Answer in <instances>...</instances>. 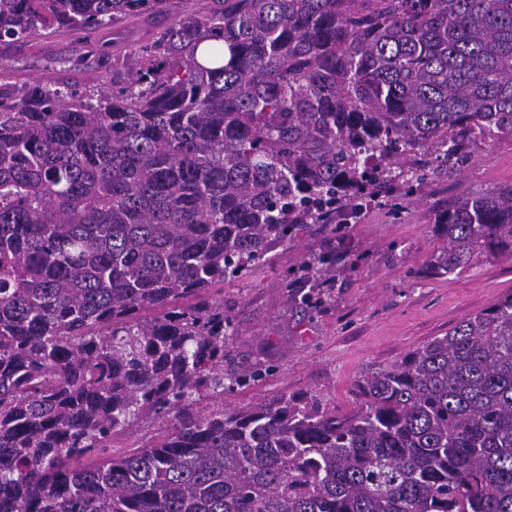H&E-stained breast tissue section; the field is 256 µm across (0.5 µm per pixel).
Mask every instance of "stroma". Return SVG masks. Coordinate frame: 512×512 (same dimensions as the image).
Listing matches in <instances>:
<instances>
[{
  "mask_svg": "<svg viewBox=\"0 0 512 512\" xmlns=\"http://www.w3.org/2000/svg\"><path fill=\"white\" fill-rule=\"evenodd\" d=\"M84 46L57 35L39 38L10 51L7 62L22 81L39 76L48 82L93 85L105 79L111 63L76 64ZM470 152L460 173L426 184L403 219H391L373 206L359 223L341 225L336 234L339 261L324 309L290 307L280 285L284 271L296 268L306 250L320 246L313 237L278 247L273 266L225 286L224 303L240 334L232 341L224 370L266 371L263 380L226 393V408L307 392L324 404L348 409L354 402L353 383L366 370L394 364L512 290V258L505 255L484 254L452 275L430 267L445 246L430 226L433 201L512 183V140H481Z\"/></svg>",
  "mask_w": 512,
  "mask_h": 512,
  "instance_id": "1",
  "label": "stroma"
}]
</instances>
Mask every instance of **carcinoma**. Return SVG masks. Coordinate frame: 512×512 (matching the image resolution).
<instances>
[{
	"label": "carcinoma",
	"instance_id": "obj_1",
	"mask_svg": "<svg viewBox=\"0 0 512 512\" xmlns=\"http://www.w3.org/2000/svg\"><path fill=\"white\" fill-rule=\"evenodd\" d=\"M184 4L0 0V44L170 18L96 86L0 67V512H512V291L348 410H226L261 371L224 376L222 288L307 233L312 306L336 225L512 139V0ZM430 214L436 272L512 256V184Z\"/></svg>",
	"mask_w": 512,
	"mask_h": 512
}]
</instances>
